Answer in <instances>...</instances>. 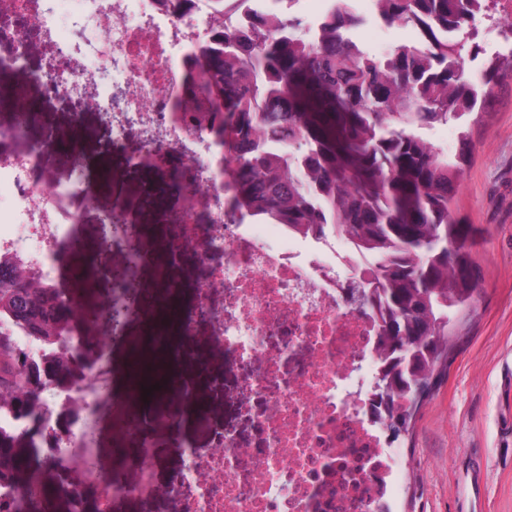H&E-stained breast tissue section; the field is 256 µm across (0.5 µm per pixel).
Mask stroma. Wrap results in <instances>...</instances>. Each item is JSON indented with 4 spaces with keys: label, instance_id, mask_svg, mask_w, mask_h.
I'll return each mask as SVG.
<instances>
[{
    "label": "stroma",
    "instance_id": "1",
    "mask_svg": "<svg viewBox=\"0 0 512 512\" xmlns=\"http://www.w3.org/2000/svg\"><path fill=\"white\" fill-rule=\"evenodd\" d=\"M352 8L360 23L350 35L367 50L379 54L412 43V31L397 23L383 24L369 0H352ZM20 94L39 116L28 131L30 140L52 137L54 173L92 199L67 267L84 268L96 297L105 296L125 277L118 253L102 257L108 278H101L100 267L91 264L100 257L103 212L120 200L152 198L128 216L148 253L139 273L140 315L111 341L113 393L123 397L132 347L145 333L144 315L157 303L159 270L167 269L169 279L180 284L173 296L180 310L191 303L199 277L193 255L172 266L166 263L163 227L175 223L177 208L168 192L171 178L156 169L129 173L126 155L109 149V131L98 113H76L72 99L46 96L23 71H0V128L13 124ZM469 131L472 152L454 212L476 231L471 260L480 288L474 301L455 313L446 372L417 413L412 435L398 442L403 471L398 512H512V83L489 100L482 113L472 114ZM75 144L81 154L77 164L71 158ZM197 351L206 364L195 376L197 398L206 413L186 415L177 431L163 432V445L155 450L162 486L182 469L185 449L210 446L212 429L224 426L248 438L255 435L238 415L232 396L239 371L231 357L211 346L203 323L197 330Z\"/></svg>",
    "mask_w": 512,
    "mask_h": 512
}]
</instances>
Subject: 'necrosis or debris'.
Wrapping results in <instances>:
<instances>
[{"label":"necrosis or debris","instance_id":"4bbe7bcc","mask_svg":"<svg viewBox=\"0 0 512 512\" xmlns=\"http://www.w3.org/2000/svg\"><path fill=\"white\" fill-rule=\"evenodd\" d=\"M8 0L0 22V69L24 67L33 53L48 61L40 83L48 95L92 98L111 112L112 143L130 146L144 166H178L196 195L181 208L177 250L192 251L202 270L195 304L178 341L154 333L167 364L193 361L197 321L214 347L242 370L239 408L261 439L243 444L213 430L212 445L193 448L166 493L176 512H395L400 451L371 410V383L381 368L374 350L378 319L353 291L366 289L360 256L336 263L348 246L289 231L282 224L243 223L228 207L231 157L208 131L176 119L186 57L212 38L214 0ZM67 36L58 39V28ZM35 117L19 109L0 129V264L25 265L69 291L62 277L86 201L59 180L46 145L29 141ZM103 299L87 333L69 350L76 376L44 400L36 448L42 481L27 489L0 482V512H39L61 472L75 475L69 498L96 495L94 512L158 489L159 429H176L191 405L189 379L165 378L169 407L143 401L138 389L110 401L112 360ZM125 412L123 437L137 439L133 480L104 473L99 426L106 409Z\"/></svg>","mask_w":512,"mask_h":512}]
</instances>
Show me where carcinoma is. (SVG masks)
<instances>
[{
	"label": "carcinoma",
	"mask_w": 512,
	"mask_h": 512,
	"mask_svg": "<svg viewBox=\"0 0 512 512\" xmlns=\"http://www.w3.org/2000/svg\"><path fill=\"white\" fill-rule=\"evenodd\" d=\"M217 2L224 23L214 44L189 58L186 98L205 104L197 119L232 154L235 213L318 240L338 236L374 258L364 273L375 286L362 302L379 314L374 395L387 419L390 405L407 404L404 432H392L397 441L442 374L452 315L478 292L473 229L453 214L470 134L461 132L450 159L419 130L463 119L512 77V54L491 58L478 82L462 69L458 36L470 12H490L494 0H373L383 22L422 33L382 57L346 36L359 23L350 0H338L307 37L289 14L239 13L245 0ZM71 321L58 288L0 268V325L58 349L23 375L0 331V403L35 424L47 386L68 375ZM24 457L0 433V479L26 482Z\"/></svg>",
	"instance_id": "obj_1"
}]
</instances>
